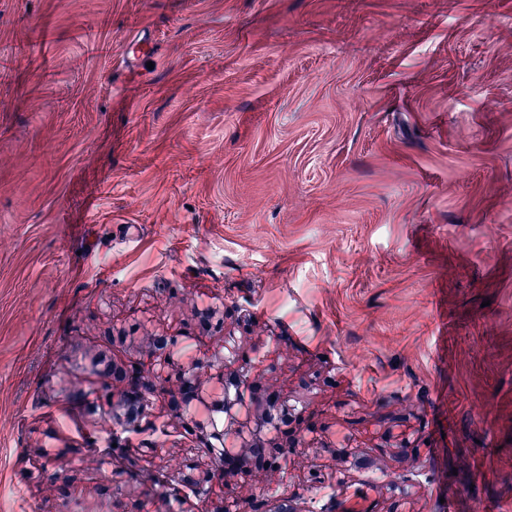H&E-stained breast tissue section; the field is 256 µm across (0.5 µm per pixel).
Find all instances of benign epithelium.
I'll use <instances>...</instances> for the list:
<instances>
[{
	"instance_id": "7a95c632",
	"label": "benign epithelium",
	"mask_w": 512,
	"mask_h": 512,
	"mask_svg": "<svg viewBox=\"0 0 512 512\" xmlns=\"http://www.w3.org/2000/svg\"><path fill=\"white\" fill-rule=\"evenodd\" d=\"M151 341L155 360L149 366L135 361L114 363L112 372L99 373L102 396L112 399L114 387L120 386L116 405L124 411L123 425L134 428L159 399L184 413L193 403L204 401L201 371L224 380V398L212 403L209 419L203 423L190 419L180 432L184 445L201 449L210 465L204 468L193 462L185 471L164 476L163 483L172 486L177 496L193 495L211 504L212 512H241L225 477L244 469L240 449L249 454L251 465L257 468L273 464L282 452L288 451V440L293 436L291 407L276 394H260L251 385L256 362L232 337L224 340V350L191 362L182 360L177 339L155 335ZM228 362L237 367L227 374L224 368ZM229 436L234 437L239 448L227 447ZM253 510L301 512L296 497H280L268 491ZM343 512H374V507L355 493L345 499Z\"/></svg>"
}]
</instances>
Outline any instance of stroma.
Returning a JSON list of instances; mask_svg holds the SVG:
<instances>
[{
    "label": "stroma",
    "instance_id": "35a3bbf8",
    "mask_svg": "<svg viewBox=\"0 0 512 512\" xmlns=\"http://www.w3.org/2000/svg\"><path fill=\"white\" fill-rule=\"evenodd\" d=\"M156 331L299 413L246 510L512 512V0H0V512H206ZM295 496L280 497L275 492H265L264 498L253 506L252 511L258 512H300Z\"/></svg>",
    "mask_w": 512,
    "mask_h": 512
}]
</instances>
